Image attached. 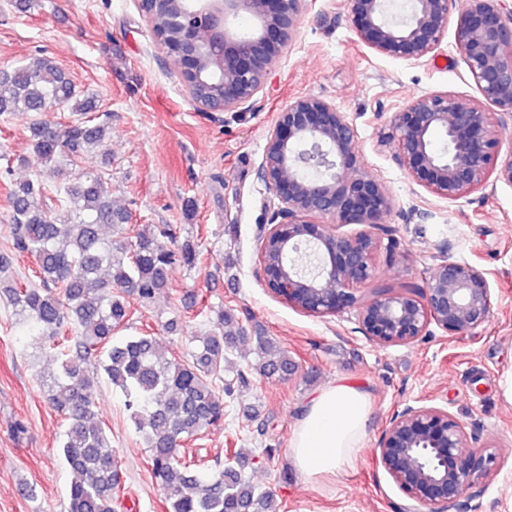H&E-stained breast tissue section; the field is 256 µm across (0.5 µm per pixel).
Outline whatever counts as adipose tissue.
<instances>
[{
  "label": "adipose tissue",
  "instance_id": "1",
  "mask_svg": "<svg viewBox=\"0 0 512 512\" xmlns=\"http://www.w3.org/2000/svg\"><path fill=\"white\" fill-rule=\"evenodd\" d=\"M367 409L365 393L344 381L316 392L293 434L288 450L291 466L314 482L353 465L363 449Z\"/></svg>",
  "mask_w": 512,
  "mask_h": 512
}]
</instances>
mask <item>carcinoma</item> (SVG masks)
Masks as SVG:
<instances>
[{
	"instance_id": "cac0c4a2",
	"label": "carcinoma",
	"mask_w": 512,
	"mask_h": 512,
	"mask_svg": "<svg viewBox=\"0 0 512 512\" xmlns=\"http://www.w3.org/2000/svg\"><path fill=\"white\" fill-rule=\"evenodd\" d=\"M54 106L77 116L61 125L43 118ZM90 97L51 58L34 55L0 73V115L27 112L33 153L56 182L40 178L11 190L12 248L0 254V294L16 309L19 325L40 336L54 352L47 396L64 416L60 446L72 474L66 512H118L123 472L95 411L98 373L91 357H103L108 381L119 388L167 504V512H279L273 491L245 476L255 455L239 448L232 462L210 469L180 452L201 431L224 423V399L234 384L224 380L228 353L247 338L245 327L224 306L206 304L202 313L217 329L191 338L185 357H166L155 334L145 330L115 338L134 315L131 302L148 305L176 266L192 268L199 255L181 228L161 224L131 240L130 213L116 208L104 190L105 172L72 167L97 155L110 129V116L91 114ZM59 208L45 207L48 191ZM28 255L37 281L24 287L3 273L13 257ZM257 357L249 370L288 378L294 362L268 336L253 337Z\"/></svg>"
}]
</instances>
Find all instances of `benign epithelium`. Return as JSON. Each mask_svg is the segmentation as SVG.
Wrapping results in <instances>:
<instances>
[{"label":"benign epithelium","mask_w":512,"mask_h":512,"mask_svg":"<svg viewBox=\"0 0 512 512\" xmlns=\"http://www.w3.org/2000/svg\"><path fill=\"white\" fill-rule=\"evenodd\" d=\"M138 0L170 9L178 35L155 38L179 63L185 87L210 70L218 94L208 111L242 108L268 82L272 67L295 40L307 0ZM354 32L381 56L420 63L435 54L448 30L453 0H344ZM253 21L245 34L240 14ZM191 17L208 28L209 48L197 46ZM455 46L483 98L448 92L414 97L396 111L378 145L393 149L412 180L432 196L455 202L481 191L490 179L512 184V150L502 154L496 124L512 118V9L504 0H468L455 28ZM442 130L446 147L436 151L431 136ZM357 127L346 112L314 96H298L280 110L269 132L259 177L272 195V222L261 251L292 254L300 244L313 249L318 264L305 270L294 262L260 259L265 288L309 315L355 311L359 329L380 347L408 344L430 326L452 337L477 333L488 322L493 302L487 272L447 256L419 291L359 295L375 275L383 243L380 224L392 202L384 183L361 165L355 152ZM359 224L355 234L339 231ZM375 461L392 482L425 512H462L468 489L503 465L493 445L468 444L466 426L445 406L407 405L382 431Z\"/></svg>","instance_id":"benign-epithelium-1"}]
</instances>
